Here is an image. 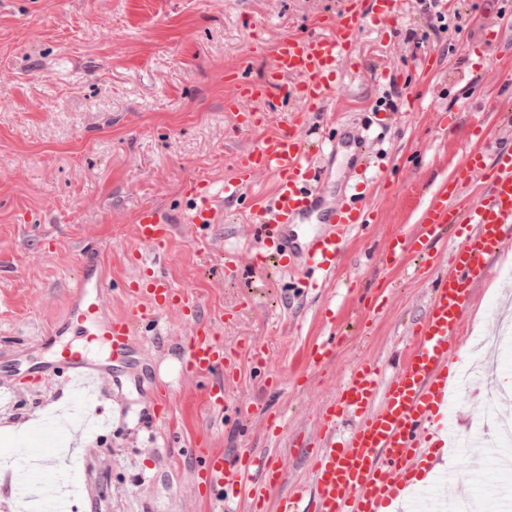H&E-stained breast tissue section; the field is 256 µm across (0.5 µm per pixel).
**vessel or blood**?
Returning <instances> with one entry per match:
<instances>
[{"label": "vessel or blood", "instance_id": "vessel-or-blood-1", "mask_svg": "<svg viewBox=\"0 0 512 512\" xmlns=\"http://www.w3.org/2000/svg\"><path fill=\"white\" fill-rule=\"evenodd\" d=\"M396 0H340L321 20L320 31L282 38L272 49L271 63L260 79L241 71L225 74L235 88L226 106L238 130L264 124L258 105L275 95L299 101L280 128L236 158V175L221 187L197 177L185 184L190 204L185 218L195 242H205L217 222L214 200L240 201L250 213L246 224L260 238L264 251L252 254L247 265L225 263L230 275L260 272L267 254H275L293 275L297 286L312 275L336 270L348 232L366 227L370 214L366 198L381 180L366 157L367 137L351 129L342 139L310 141L307 133L317 111L341 88L339 75L351 65L354 44L367 22L393 33L399 26ZM343 156L347 176L340 189L329 185L319 158ZM277 177L273 197L253 190L259 176ZM466 226L449 257V270L430 283V300L413 330L406 357L393 369L362 360L337 384V396L319 409V439L300 453L311 476L289 485L282 461L265 449L250 448L230 460L218 452L196 449L194 478L210 497L226 500L248 488L252 512L271 491H280L277 512H390L398 501L411 500L430 466L428 448L433 437L462 440L464 446L496 451L497 441L470 430L461 432L448 421V402L459 390V357L452 348L468 314L475 288L489 276L491 263L512 243V138L497 139L490 151L467 154L449 178L431 193L415 230L387 239L378 251L381 264L391 266L407 254L434 258L443 232ZM174 225L161 210L146 207L137 217V234L151 259H138L139 272L127 283L126 294L144 297L149 308L130 306L119 316L103 311L109 284L93 273L89 258L80 261L64 318L68 331L87 343L105 348L111 361H129L137 336L156 332L157 311L183 306L187 292L175 287L157 270ZM236 354L225 350L210 321L194 319L181 349V372L204 386L211 410H224V379L235 369ZM104 369L86 354L66 346L41 371L42 378L70 386L74 396L93 391ZM55 419L27 437L28 449L52 456L57 452ZM0 469L17 474L21 498L40 496V482L31 480L25 456L0 459ZM57 491L47 499L48 512H78L66 488L83 481L81 472L50 469Z\"/></svg>", "mask_w": 512, "mask_h": 512}]
</instances>
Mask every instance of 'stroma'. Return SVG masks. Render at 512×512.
<instances>
[{
    "label": "stroma",
    "instance_id": "stroma-1",
    "mask_svg": "<svg viewBox=\"0 0 512 512\" xmlns=\"http://www.w3.org/2000/svg\"><path fill=\"white\" fill-rule=\"evenodd\" d=\"M338 0H0V455L19 436L39 427L70 398L66 385H33L19 374L80 346L78 337L42 344L62 322L85 252L98 275L114 285L106 300L122 313L130 299L117 284L131 277L128 259L144 254L136 234L139 211L164 210L178 227L160 264L165 277L200 302L218 323L225 349L238 364L224 388L223 416L212 414L201 386L181 381L173 365L191 324L180 309L157 317L158 336L144 339L132 372L105 377L98 401L103 414L88 424L70 419L66 442L81 460L88 483L87 512H251L247 497L224 504L191 486L195 456L187 444L234 457L246 448H269L287 457L292 480L308 477L305 459L290 443L313 434L316 407L359 360L385 362L402 351L429 302L432 275L448 270L447 253L425 261L409 256L381 266L376 249L390 236L411 232L427 193L453 174L464 155L512 136V122L480 133L459 103L476 96L484 113L512 111V23L505 0H457L455 18L437 43L416 49L407 39L427 19L417 0H398L400 26L386 35L375 25L360 32L354 68L345 69L344 93L324 107L333 126L368 133L370 156L390 163L391 177L370 199L374 221L353 233L335 273L311 294L290 298L288 277L276 266L255 276H226L224 258L254 250L245 238L241 206L217 204L219 223L208 245L182 227L184 183L201 175L223 185L236 173L235 158L277 130L288 110L272 106L265 128L233 133L224 108L231 92L224 70L245 68L260 77L280 38L315 30ZM500 23L501 38L485 43L486 28ZM433 68H417L421 53ZM492 65L503 82L485 84ZM390 66L402 76L396 110L380 129V100ZM493 277L476 288L460 337V350L497 333L512 311V251ZM335 336L336 350L310 370V345ZM263 345L272 359L265 373L248 347ZM172 397L162 423H154L155 388ZM261 406L265 416L248 415ZM185 445L168 447L170 433ZM473 487L483 512L512 507V472L494 461L474 468Z\"/></svg>",
    "mask_w": 512,
    "mask_h": 512
}]
</instances>
